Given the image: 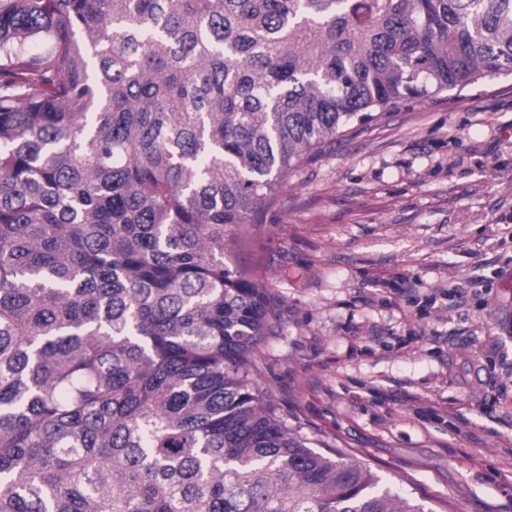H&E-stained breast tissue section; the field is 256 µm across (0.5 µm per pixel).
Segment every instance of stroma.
Segmentation results:
<instances>
[{"mask_svg": "<svg viewBox=\"0 0 512 512\" xmlns=\"http://www.w3.org/2000/svg\"><path fill=\"white\" fill-rule=\"evenodd\" d=\"M270 292L265 397L430 512H512V75L291 172L227 253Z\"/></svg>", "mask_w": 512, "mask_h": 512, "instance_id": "1", "label": "stroma"}]
</instances>
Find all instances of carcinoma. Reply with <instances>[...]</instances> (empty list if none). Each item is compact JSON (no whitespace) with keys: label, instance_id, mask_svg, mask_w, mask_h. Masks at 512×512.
Listing matches in <instances>:
<instances>
[{"label":"carcinoma","instance_id":"obj_1","mask_svg":"<svg viewBox=\"0 0 512 512\" xmlns=\"http://www.w3.org/2000/svg\"><path fill=\"white\" fill-rule=\"evenodd\" d=\"M512 74V0H0V512H427L258 390L224 262L353 123Z\"/></svg>","mask_w":512,"mask_h":512}]
</instances>
